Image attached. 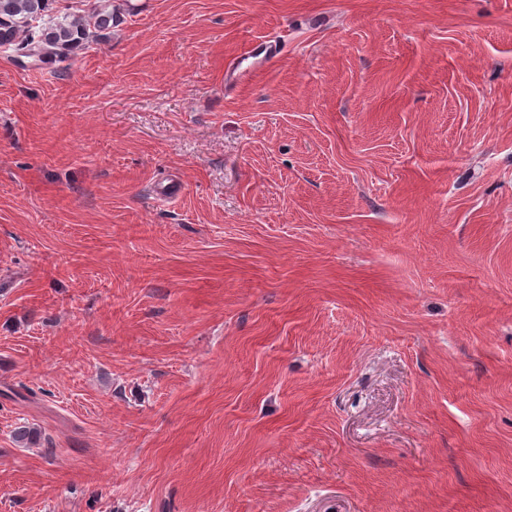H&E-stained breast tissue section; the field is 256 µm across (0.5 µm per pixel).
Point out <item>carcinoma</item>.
Returning a JSON list of instances; mask_svg holds the SVG:
<instances>
[{"label":"carcinoma","instance_id":"obj_1","mask_svg":"<svg viewBox=\"0 0 512 512\" xmlns=\"http://www.w3.org/2000/svg\"><path fill=\"white\" fill-rule=\"evenodd\" d=\"M53 0H0V47L18 58L64 60L92 38L90 29L112 27L110 12H97L93 23L70 15H49Z\"/></svg>","mask_w":512,"mask_h":512}]
</instances>
